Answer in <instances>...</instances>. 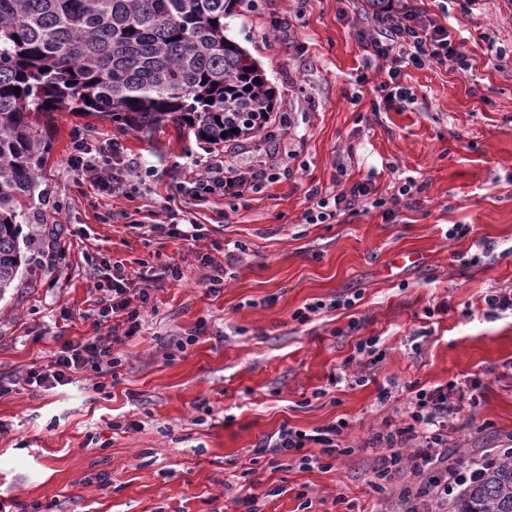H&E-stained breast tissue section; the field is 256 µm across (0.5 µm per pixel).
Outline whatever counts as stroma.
<instances>
[{
	"instance_id": "1",
	"label": "stroma",
	"mask_w": 512,
	"mask_h": 512,
	"mask_svg": "<svg viewBox=\"0 0 512 512\" xmlns=\"http://www.w3.org/2000/svg\"><path fill=\"white\" fill-rule=\"evenodd\" d=\"M418 5L464 40L470 68H407L411 98L396 110L374 109L387 75L366 65L355 38L364 0L344 6L343 21L337 0H312L302 13L297 0H257L225 24L276 95L259 133L214 147L171 124L123 134L91 114L45 119L52 150L23 226L36 243L0 298V374L47 363L64 341L111 335L95 284L113 262L147 275L152 291L139 332L119 348L115 385L98 390L86 372L67 386L0 396L1 503L224 512L232 479L280 488L262 512H382L367 483L377 453L364 440L414 390L473 378L477 403L449 432V456L472 460L512 434V311L489 315L483 302L512 289V0H480L469 12L462 0ZM79 134L118 141L123 159L154 168L148 207L118 203L132 223L113 222V199L72 172ZM217 157L262 176L261 190L205 203L175 195L176 183ZM410 177L423 190L401 198L393 216L378 208L303 220L310 190L361 181L388 199ZM185 211L202 228L193 246L168 234L170 215ZM453 224L472 231L446 237ZM485 242L493 249L478 265L457 262ZM238 246L240 261L211 291L203 259L223 262ZM174 263L178 282L164 275ZM354 292L351 309L293 318ZM193 333V345L174 347ZM367 337L378 340L379 363L361 383L331 384ZM340 419L357 450L331 468L253 453L282 426L310 431ZM100 473L111 485L97 482Z\"/></svg>"
}]
</instances>
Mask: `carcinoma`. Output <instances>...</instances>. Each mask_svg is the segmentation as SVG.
<instances>
[{
	"label": "carcinoma",
	"instance_id": "cac0c4a2",
	"mask_svg": "<svg viewBox=\"0 0 512 512\" xmlns=\"http://www.w3.org/2000/svg\"><path fill=\"white\" fill-rule=\"evenodd\" d=\"M238 2L0 0V297L21 266L26 202L51 148L40 118L82 112L131 131L174 122L214 146L269 122L274 91L224 33ZM456 512H512V461L466 487Z\"/></svg>",
	"mask_w": 512,
	"mask_h": 512
}]
</instances>
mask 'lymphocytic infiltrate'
Segmentation results:
<instances>
[{
    "instance_id": "1",
    "label": "lymphocytic infiltrate",
    "mask_w": 512,
    "mask_h": 512,
    "mask_svg": "<svg viewBox=\"0 0 512 512\" xmlns=\"http://www.w3.org/2000/svg\"><path fill=\"white\" fill-rule=\"evenodd\" d=\"M368 62H386L392 88L382 97L384 110L395 107L401 92L395 91L405 69L427 63L444 65L463 60V42L453 40L447 26L409 0H369L367 25L357 33ZM122 146L104 140L95 149L77 141L69 164L73 172L93 176L98 190L107 196L131 199L140 194L152 175L151 170H131L125 178L103 171L98 160L116 158ZM247 174L230 170L224 160L212 159L204 171L189 181L177 183L178 195L198 201L215 194L238 195L252 188ZM384 199L375 197L371 184L355 182L330 197H319L305 212L308 224H319L357 209L380 208ZM150 301V289L129 278L121 264H113L112 281L98 301L101 317L121 318L123 333L113 334L111 342L93 337L65 341L44 365L31 366L22 379L0 380V395L11 391L16 382L50 390L73 383L76 374L93 372L99 377L117 378L123 358L115 347L133 336L140 327L143 306ZM476 384L449 385L433 390L418 389L408 399L404 423L386 424L365 440L380 456L371 471L370 484L382 494L387 512H446L455 490L475 481L485 465L479 460L462 464L448 459V429L466 404L474 402ZM347 424L337 421L309 432L288 426L262 439L257 450L275 456L295 457L300 467L321 464L324 458L353 453L345 442Z\"/></svg>"
}]
</instances>
